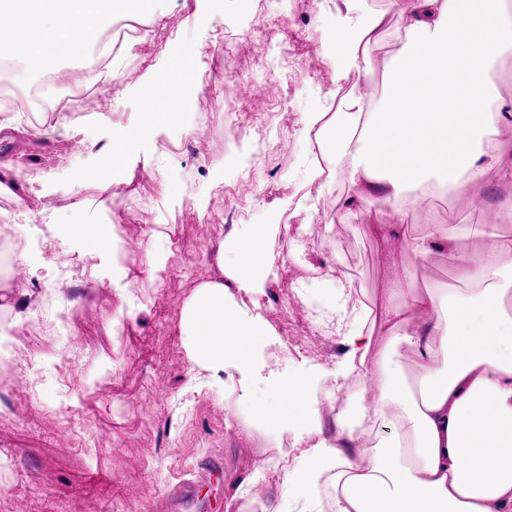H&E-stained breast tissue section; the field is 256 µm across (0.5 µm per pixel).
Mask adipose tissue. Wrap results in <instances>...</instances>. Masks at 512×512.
<instances>
[{
  "mask_svg": "<svg viewBox=\"0 0 512 512\" xmlns=\"http://www.w3.org/2000/svg\"><path fill=\"white\" fill-rule=\"evenodd\" d=\"M135 4L155 17L157 0H0L11 29L0 50L32 73L57 70L61 59L82 58L97 43L108 15ZM340 0L335 27L337 83H348L335 111L313 112L318 158L340 164L349 192L338 202L339 222L373 194L394 205L399 223L370 225L391 260L381 312L362 302L341 306L346 374L363 377L339 419L336 439L323 436L309 409L310 377L275 381L281 410L255 408L260 421L303 420L308 436L300 463L286 473L279 497L263 512H321L319 484L336 487L335 512H512V234L496 224H432L411 237L402 222L416 192L437 187L466 200L488 184L512 185V99L502 98L493 69L512 48V0H389L383 10L359 13ZM401 25L388 63L385 92L367 96L369 46ZM195 50L174 54L168 80L149 86L139 124L112 134L113 171L129 149L174 113L192 111L198 79ZM267 225L237 244L238 287H257L267 264ZM496 242L484 254L461 248L462 239ZM440 253L455 277L450 289L420 290L414 263ZM194 361L220 375L225 362L254 369L260 336L244 323L224 286L207 283L186 313ZM412 353L416 375L390 368L398 346ZM389 434L375 446L356 447L361 418Z\"/></svg>",
  "mask_w": 512,
  "mask_h": 512,
  "instance_id": "adipose-tissue-1",
  "label": "adipose tissue"
}]
</instances>
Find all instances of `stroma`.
<instances>
[{
	"mask_svg": "<svg viewBox=\"0 0 512 512\" xmlns=\"http://www.w3.org/2000/svg\"><path fill=\"white\" fill-rule=\"evenodd\" d=\"M163 8L159 20L139 19L159 29L162 42L118 59L122 80L101 82L99 104L39 135L25 119L20 132H0V162L14 168L12 191L0 193V224L26 208L32 219L25 230L38 236L64 224L112 226L99 254L61 239L58 260L27 254L24 279L8 281L36 318L61 315L65 325L15 339L26 394L0 384V512L21 505L26 512H154L174 484L213 460L223 461L224 477L201 487L202 512H261L296 465L302 438L291 422L248 424L254 405L274 403L272 376H315L312 401L322 431L329 438L338 431L348 391L334 387L344 348L327 296L343 280L353 299L379 302L388 259L363 226L387 223L389 206L376 197L350 223H338L336 203L348 185L338 178L324 187L307 178V115L335 101L332 77L319 66L332 50L336 0H324L319 10L305 0H251L246 9L222 0L214 12L206 0H165ZM257 17L273 31L265 76L289 91L278 104L256 95L237 102L241 164H227L232 152L224 147L219 96L214 125H161L127 154L114 180H105L113 131L138 125L144 92L168 72L177 45L193 43L200 71L220 77L240 68L241 59L214 53V45ZM33 82L49 102L72 92L68 84L35 81L18 59L0 66V86ZM254 112L268 113L285 145L272 140L255 150ZM192 133L208 140L207 152L181 150ZM243 177L249 191L227 217L224 190ZM173 183L179 194L170 193ZM141 193L151 196L150 208L131 209L129 196ZM310 195L320 197L327 216L306 224L296 208ZM420 196L406 221L411 235L435 222L482 221L471 204L439 189ZM271 220L273 262L249 294L231 278L235 243ZM157 239L168 249L159 270L147 254ZM91 279L100 291L88 290ZM208 282L223 283L245 322L265 324L256 374L228 365L219 380L193 361L183 317Z\"/></svg>",
	"mask_w": 512,
	"mask_h": 512,
	"instance_id": "obj_1",
	"label": "stroma"
}]
</instances>
